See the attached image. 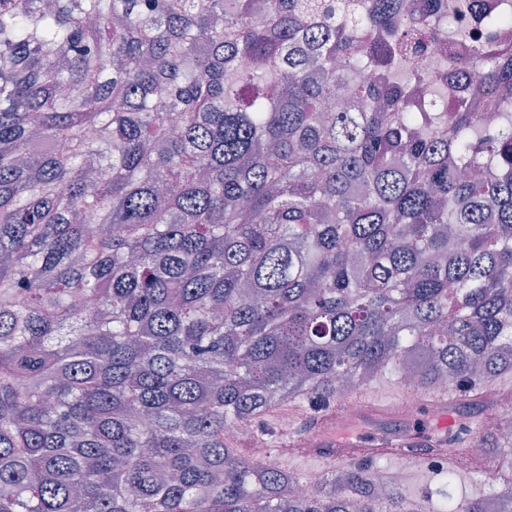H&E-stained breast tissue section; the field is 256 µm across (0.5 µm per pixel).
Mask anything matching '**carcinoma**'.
Wrapping results in <instances>:
<instances>
[{
	"mask_svg": "<svg viewBox=\"0 0 512 512\" xmlns=\"http://www.w3.org/2000/svg\"><path fill=\"white\" fill-rule=\"evenodd\" d=\"M473 0H0V512H485L461 420L298 494L284 418L512 388V134L397 79ZM455 31L487 109L512 16ZM375 78L333 103L351 73ZM110 177H91L95 166Z\"/></svg>",
	"mask_w": 512,
	"mask_h": 512,
	"instance_id": "carcinoma-1",
	"label": "carcinoma"
}]
</instances>
